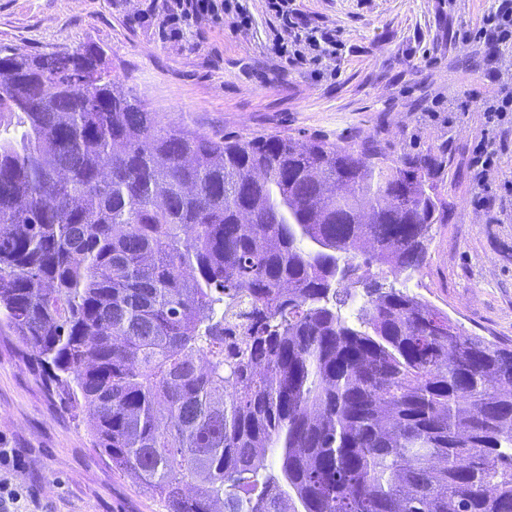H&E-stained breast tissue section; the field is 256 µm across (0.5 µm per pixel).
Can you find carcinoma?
Returning <instances> with one entry per match:
<instances>
[{"label": "carcinoma", "instance_id": "carcinoma-1", "mask_svg": "<svg viewBox=\"0 0 512 512\" xmlns=\"http://www.w3.org/2000/svg\"><path fill=\"white\" fill-rule=\"evenodd\" d=\"M0 49V327L165 512H512V345L371 272L448 221L375 137L163 124Z\"/></svg>", "mask_w": 512, "mask_h": 512}]
</instances>
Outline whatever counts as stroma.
<instances>
[{
  "instance_id": "stroma-1",
  "label": "stroma",
  "mask_w": 512,
  "mask_h": 512,
  "mask_svg": "<svg viewBox=\"0 0 512 512\" xmlns=\"http://www.w3.org/2000/svg\"><path fill=\"white\" fill-rule=\"evenodd\" d=\"M250 24L195 18L173 28L167 0H0V48L38 53L101 47L121 80L164 122L210 135L377 136L389 155L428 157L448 202L432 225L427 261L407 287L468 333L512 343V135L498 177L480 194L470 167L482 128L479 100L512 71V45L452 37L478 27L492 0H294L304 24L332 34L341 63L317 78L267 47L283 24L265 0H240ZM0 466L27 494L10 512H164L113 466L44 368L0 333Z\"/></svg>"
}]
</instances>
